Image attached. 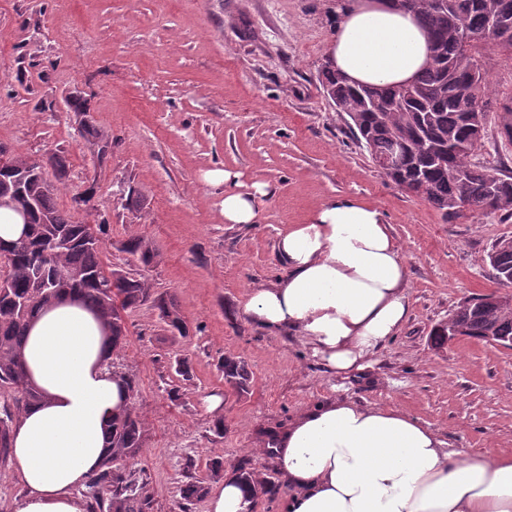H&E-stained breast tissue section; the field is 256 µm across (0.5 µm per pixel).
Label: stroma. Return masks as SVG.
Returning a JSON list of instances; mask_svg holds the SVG:
<instances>
[{
  "mask_svg": "<svg viewBox=\"0 0 512 512\" xmlns=\"http://www.w3.org/2000/svg\"><path fill=\"white\" fill-rule=\"evenodd\" d=\"M337 0H0V145L70 165L59 207L94 187L109 225L102 259L133 269L122 249L143 236L160 250L146 273L172 295L188 324L182 337L158 310L125 314L115 371L140 381L135 405L147 437L136 461L152 512H173L188 472L248 463L271 484L258 512H283L285 491L270 431L327 398L404 410L451 448L512 452V347L460 337L436 344L463 302L500 292L487 255L512 220L447 215L396 185L371 161L326 97L318 76L339 20ZM85 114L68 111L70 94ZM54 103L51 111L41 110ZM111 134L97 160L81 122ZM244 190L273 188L258 224L225 223L214 169ZM378 208L408 266L409 316L370 356L361 379H341L292 336L250 323L242 306L281 272V230L306 223L330 198ZM253 373L244 394L224 385V355ZM189 363L190 377L175 372ZM177 398H170V389ZM223 419L224 433L213 425Z\"/></svg>",
  "mask_w": 512,
  "mask_h": 512,
  "instance_id": "35a3bbf8",
  "label": "stroma"
}]
</instances>
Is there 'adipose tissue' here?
I'll return each instance as SVG.
<instances>
[{
	"mask_svg": "<svg viewBox=\"0 0 512 512\" xmlns=\"http://www.w3.org/2000/svg\"><path fill=\"white\" fill-rule=\"evenodd\" d=\"M328 61L352 82L398 85L428 60L426 32L394 0H345ZM224 188L225 223L252 225L267 184L239 191V176L210 171ZM281 268L253 290L248 320L300 338L328 370L364 375L410 309L407 267L382 212L351 198L326 200L276 245ZM42 391L11 429L12 458L27 488L11 512H87L77 496L106 455L104 424L128 402L110 369L112 342L76 295L43 309L22 350ZM287 490L284 512H512V453L450 449L429 424L388 406L327 399L268 441ZM251 487L226 473L207 512H255Z\"/></svg>",
	"mask_w": 512,
	"mask_h": 512,
	"instance_id": "1",
	"label": "adipose tissue"
}]
</instances>
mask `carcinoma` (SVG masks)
Returning <instances> with one entry per match:
<instances>
[{
    "mask_svg": "<svg viewBox=\"0 0 512 512\" xmlns=\"http://www.w3.org/2000/svg\"><path fill=\"white\" fill-rule=\"evenodd\" d=\"M400 7L414 13L428 35L426 67L411 86L350 84L324 68L319 80L336 111L364 146L374 165L391 167L387 176L397 185L431 203L446 215L471 211L512 218V175L480 161L489 120L498 129L512 128V112L498 105L512 102L488 82L479 63L492 46L498 54L512 57V0H450L441 10L434 0H401ZM472 35L462 41V32ZM78 133L98 147L103 159L112 149V138L93 125L83 123ZM45 167L53 178H30L22 183L13 176L0 179V192L22 191L33 198L26 240L0 248V266L5 268L6 287L0 288V465L11 458V427L41 394L28 381L21 346L30 318L43 306L65 293L77 294L84 305L108 325L112 349L127 343L124 313L144 305L159 311L160 318L184 334L187 325L173 299L157 293L143 274L108 269L101 260L103 223L73 220L54 201L56 183L66 179L68 164L53 153ZM125 252L139 256L148 266L160 257L159 250L141 237H130ZM489 265L502 285L512 284V238L495 243ZM509 295H485L465 302L448 316L460 335L482 341L493 337L501 345L512 344V312ZM220 368L224 385L237 394L248 390L252 374L244 361L226 355ZM108 453L98 473L86 484L84 497L90 512H150L147 481L141 472L127 467L137 458L146 439L145 422L131 405L109 418L106 431ZM205 477L189 476L180 489V512L207 492V479L224 472L221 457L211 460Z\"/></svg>",
    "mask_w": 512,
    "mask_h": 512,
    "instance_id": "cac0c4a2",
    "label": "carcinoma"
}]
</instances>
